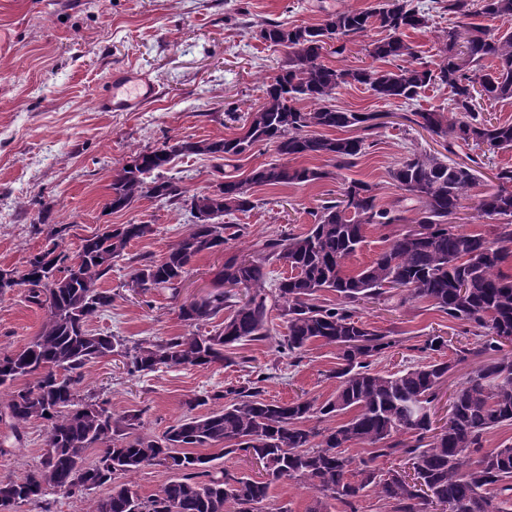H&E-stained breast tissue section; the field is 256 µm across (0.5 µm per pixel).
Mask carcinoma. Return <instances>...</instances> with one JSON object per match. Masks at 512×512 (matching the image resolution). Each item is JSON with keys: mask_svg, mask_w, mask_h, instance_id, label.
Wrapping results in <instances>:
<instances>
[{"mask_svg": "<svg viewBox=\"0 0 512 512\" xmlns=\"http://www.w3.org/2000/svg\"><path fill=\"white\" fill-rule=\"evenodd\" d=\"M455 18L443 34L444 59L435 67L418 60L407 32L429 25V15L414 0H377L371 9L345 7L327 12L316 25L288 27L260 24L258 37L285 49L277 71L264 83L263 103L241 115L233 138L165 139L161 145L131 153L115 170L107 207L128 210L143 197L182 207L192 217L186 233L165 257L135 258L129 280L144 291L178 293L193 258L222 251L243 236V226L226 224L224 214L254 208L252 188L302 184L327 178L330 172L293 166L298 158L323 157L338 171L347 170L365 153L361 136L333 137V130H374L377 112L339 110L336 92L364 85L382 100H415L430 85L446 86L448 109L412 112L409 122L443 140L450 154L473 146L495 154L512 149V122L487 120L477 100L512 101V30L494 32L478 19L512 17V0H440ZM371 27L386 35L364 46L374 60L395 68L336 67L325 63L350 52V44ZM308 102L312 108L300 106ZM258 145L271 146L277 159L235 175L241 156ZM206 155L218 161L221 179L213 189L191 191L163 171L181 155ZM402 191L391 206L380 204L373 185L351 180L334 198L312 211L315 222L299 236L267 240L257 255L224 260L218 280L226 291L183 303L178 317L190 331L167 339L143 338L129 346L113 334L96 332L89 322L112 306V290L99 281L125 256L128 244L153 232L149 224L108 225L81 239L75 255L55 243L31 256L23 269H0V296L17 286L27 301L47 311L41 331L28 345L0 356V388L31 376L33 385L0 397V417L9 421L15 441L33 421L46 423L47 450L54 464L41 466L20 481L0 480V512L39 503L53 491L85 498L94 490L110 492L90 499L87 512H263L270 486L295 481L312 493L310 512H328L335 501L342 512H358L367 489L387 512H512V444L486 446V435L512 425V275L501 265L512 256V166L498 169V188L478 198L475 210L493 222V231L467 233L448 222L464 207L476 185L474 169L441 153L413 151L391 171ZM407 224L386 238L385 248L368 265L351 271L347 260L364 242L365 228ZM291 275L268 284L272 262ZM231 288L244 290L241 299ZM333 291L337 302L319 301ZM397 299L427 302L448 318L469 327L480 338L477 349L456 350V361L478 359L467 380L452 394L453 426L433 432L430 412L439 398L452 361L434 359L394 373L372 368L373 361L401 340L380 332L357 316L365 303ZM230 314L204 334L192 328L224 312ZM287 334L277 353L299 359L316 342L336 348V393L322 403L298 397L290 402L262 398V370L241 385H229L185 401L183 417L161 435H142L141 414H117L108 401L78 392L83 369L108 353L122 358L127 374L142 376L165 368H209L229 364L225 351L240 342L270 336L272 313ZM224 404L204 414L210 403ZM341 413L347 421L327 426ZM316 421L309 426L307 422ZM369 446L350 478L352 458L346 449ZM218 447L261 462L265 479L238 476L211 465L213 458L193 448ZM89 448L96 460L84 462ZM398 454L411 462L416 479L377 460ZM177 465V474L153 495L139 496L129 477L150 466Z\"/></svg>", "mask_w": 512, "mask_h": 512, "instance_id": "obj_1", "label": "carcinoma"}]
</instances>
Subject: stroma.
<instances>
[{
    "instance_id": "stroma-1",
    "label": "stroma",
    "mask_w": 512,
    "mask_h": 512,
    "mask_svg": "<svg viewBox=\"0 0 512 512\" xmlns=\"http://www.w3.org/2000/svg\"><path fill=\"white\" fill-rule=\"evenodd\" d=\"M427 7V29L410 33L418 57L432 64L441 59L442 35L453 18ZM374 0H0V269L22 267L47 248L46 231L64 227L61 245L76 251L82 237L108 224L151 225L147 236L131 241L127 251L162 259L187 231L188 212L151 198L130 210L110 213L112 171L132 150L152 147L164 139L224 138L237 133L230 111L260 104L263 84L272 76L281 49L257 36L258 23L274 20L291 25L313 24L323 10L346 6L364 9ZM131 66L150 75L156 95L136 112H103L96 99L113 68ZM450 93L430 87L413 104L376 99L361 85L338 90L335 104L345 111L377 112L382 126L368 132L369 147L345 177L309 184L254 188L256 207L225 215L228 224H243L247 233L226 245L224 252L199 254L192 262L178 296L166 290L131 292L126 261H116L101 282L115 299L89 327L130 340L184 333L178 317L181 302L206 296L226 256L261 251L266 240L299 235L314 219L320 199L335 196L344 179L376 185L382 203L398 197L389 172L410 152L441 150V139L407 120L412 109L447 107ZM456 162L474 163L476 189L495 191L499 167L512 166V150L479 156L462 147ZM215 162L204 155L179 157L171 173L191 190L214 186ZM24 288L0 297V355L22 350L46 319L45 310L30 306ZM362 321L379 330L398 331L400 347L376 360L381 372L428 361L417 351L426 336L448 341L444 359L455 349L476 347L478 339L447 315L419 303H370L358 311ZM271 337L242 346L239 362L199 368H162L140 377L126 374L119 358L86 366L80 390L108 399L115 412H140L142 431L161 434L179 420L191 395L222 390L246 381L249 371L267 369V399L299 397L320 401L336 391L330 373L336 351L313 345L294 360L276 351L286 334L273 320ZM46 425L27 424L23 447L0 456V480H19L35 471L46 451Z\"/></svg>"
}]
</instances>
